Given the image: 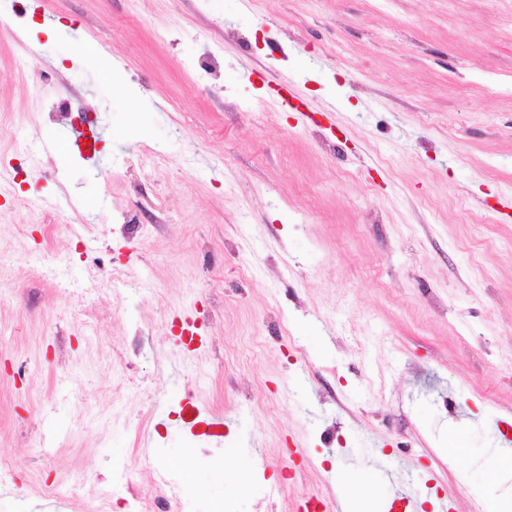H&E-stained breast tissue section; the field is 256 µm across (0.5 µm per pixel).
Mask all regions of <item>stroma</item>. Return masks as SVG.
Segmentation results:
<instances>
[{
	"label": "stroma",
	"mask_w": 512,
	"mask_h": 512,
	"mask_svg": "<svg viewBox=\"0 0 512 512\" xmlns=\"http://www.w3.org/2000/svg\"><path fill=\"white\" fill-rule=\"evenodd\" d=\"M26 5L19 26L0 0V173L28 145L0 203V512L69 475L64 512H94L122 463L142 493L158 469L185 482L183 448L210 490L173 512H293L344 474L386 512L512 496L489 478L512 454V0ZM77 106L90 159L59 136ZM216 413L235 419L220 447Z\"/></svg>",
	"instance_id": "stroma-1"
}]
</instances>
